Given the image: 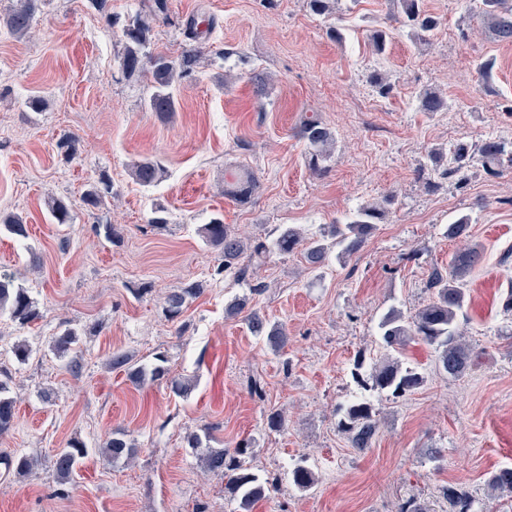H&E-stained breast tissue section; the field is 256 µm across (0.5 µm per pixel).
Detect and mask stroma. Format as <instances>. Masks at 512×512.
<instances>
[{
	"label": "stroma",
	"mask_w": 512,
	"mask_h": 512,
	"mask_svg": "<svg viewBox=\"0 0 512 512\" xmlns=\"http://www.w3.org/2000/svg\"><path fill=\"white\" fill-rule=\"evenodd\" d=\"M151 3L49 0L29 37L0 27V211L29 227L24 241L0 235V275L22 283L40 312L26 326L0 315V369L17 398L0 458L38 460L23 477L0 465V512H237L223 477L204 474L185 443L187 431L204 426L215 448L251 441L250 466L276 482L252 512H399L410 498L448 512L442 489L454 484L485 512H512V497L487 487L492 472L512 467V312L502 306L512 288V170H473L461 188L416 178L432 147L512 140V43L495 41L467 0H425L440 21L427 45L396 30L388 0H339L340 42L305 0H167L155 51L180 55L192 16L214 23L208 59L180 81L178 110L163 119L143 106L147 78L119 67L121 27ZM382 28L392 34L378 55L369 34ZM488 60L491 70L479 76L477 63ZM375 69L394 86L388 96L367 80ZM255 72L271 78L260 99ZM426 86L447 96L449 111L418 112L415 95ZM36 96L47 101L43 111L26 106ZM305 112L336 133L322 176L305 165ZM67 137L77 149L69 161L58 149ZM143 159L165 168L149 188L130 176ZM235 169L260 180L248 203L224 193ZM102 173L111 195L84 205L83 192ZM389 193L397 201L364 248L321 270L292 253L238 278L219 272L218 252L199 234L220 213L255 240L283 224L315 236ZM52 196L71 204L72 223L52 221ZM159 207L163 225L152 221ZM465 213L473 219L468 241L483 251L458 319L477 354L473 367L446 377L433 349L414 342L402 359L424 374L420 388L399 399L361 390L354 366L378 357L382 315L430 302L432 275L447 272L461 246L445 230ZM108 224L116 237L106 236ZM195 281L204 293L169 320L165 295ZM243 296L286 326L284 352L227 315ZM68 326L81 338L60 358L53 340ZM23 339L33 352L20 364L11 349ZM117 350L137 364L167 356L173 375L192 379L190 392L176 396L163 381L134 385L109 365ZM358 398L373 405L379 425L362 452L338 429L341 407ZM275 411L286 417L279 431L267 426ZM117 431L137 450L132 462L98 452ZM74 437L89 454L62 485L53 460ZM303 460L316 476L306 491L290 478Z\"/></svg>",
	"instance_id": "obj_1"
}]
</instances>
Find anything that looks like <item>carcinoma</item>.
I'll list each match as a JSON object with an SVG mask.
<instances>
[{"instance_id": "cac0c4a2", "label": "carcinoma", "mask_w": 512, "mask_h": 512, "mask_svg": "<svg viewBox=\"0 0 512 512\" xmlns=\"http://www.w3.org/2000/svg\"><path fill=\"white\" fill-rule=\"evenodd\" d=\"M393 18L400 23L411 41L427 44L438 28L437 18L425 9L423 0H391ZM46 0H16L8 12L0 18L7 31L18 39L30 32L36 15ZM482 15L486 26L495 38L504 43H512V4L508 0H481ZM308 10L315 16L329 17L336 13V0H306ZM166 0H155L154 9L148 14L138 13L122 28L123 51L120 65L129 76L150 75V91L144 99V108L164 118L178 109L175 84L178 79L191 73L199 65L209 48L198 31L196 18L186 24L187 38L194 45L176 58L163 53H154L150 44L154 33V24L165 13ZM417 108L420 112L433 114L448 110V98L434 87H426L417 95ZM299 135L306 144L305 159L309 171L321 175L327 170L336 143L334 132L318 116L311 114L302 119ZM480 166L491 175H499L512 168V140L488 139L479 145L467 140H459L449 148H433L425 157L420 169L430 168L448 180L458 182L468 173ZM164 169L158 162L144 159L132 164L133 180L142 187L155 185L162 179ZM230 193L246 199L261 188L257 177L249 172L233 174L229 182ZM109 180L105 175L89 184L83 193L86 205L96 207L101 204L103 192L109 190ZM394 198L387 196L380 201L360 206L352 218L345 224H334L327 232L318 237H307L301 229L292 225L278 228V234L271 244H256L245 241L229 225L224 223L222 215L210 218L200 229L206 245L219 250L221 265L219 272H233L244 275L249 265L260 266L273 254L285 255L299 251L306 262L318 270L327 265L331 258L343 262L359 252L366 244L375 226L385 221ZM49 211L58 224H68L71 212L68 202L62 198L49 201ZM472 218L468 214L458 216L445 230L450 239L468 236ZM19 239L28 238V229L22 217L16 214L0 213V230ZM482 260V253L474 245L458 251L451 259L448 275L435 273L430 287L434 290L431 302L419 308L414 314L405 316L397 309L388 310L378 325L380 343L387 354L376 363L369 374L372 388L391 394L395 398L403 397L418 389L424 383L423 374L416 368L405 365L399 358L405 348L420 341L437 353L438 369L450 378L465 375L472 367L475 352L472 346L462 339L457 329V317L466 302V286L469 274ZM204 291L203 284L192 282L182 288L169 292L165 297V311L172 320L177 319L184 310L187 300ZM248 301L236 298L231 301L226 312L238 316L244 315L249 330L266 337L268 346L282 351L288 345V331L280 324H269L258 311H246ZM0 311L9 312L11 318L19 324H28L39 318L34 301L23 286L15 283L9 276H0ZM80 333L68 328L54 340V350L62 356L79 341ZM167 359L157 358V363L147 368L135 365L123 352H114L109 364L114 369H124L132 383L142 385L145 381L167 380L171 390L185 396L191 390V381L187 378L170 376ZM16 421V399L11 395L8 382L0 380V436L14 427ZM338 427L346 435L350 447L362 452L369 448L378 433L379 425L373 412V406L365 401L349 404L340 419ZM211 439L207 428L201 432L191 431L185 436L188 447L200 451V462L204 471L224 478V490L239 502L241 512H251L253 505L263 499L268 492L269 481L260 477L246 462L251 444L240 443L234 448H211L203 446V441ZM85 444L72 439L61 449L53 462L55 476L60 482L69 481L85 457ZM100 454L109 460L131 459L135 448L128 443L124 434L114 433L100 449ZM36 461L26 455L15 456L6 461L7 468L23 476L32 470ZM291 481L297 488L304 490L315 483V473L306 461L296 464L291 470ZM488 486L500 494H512V468H501L492 473ZM443 497L448 502V512H483L482 505L467 489L450 485L443 488Z\"/></svg>"}]
</instances>
